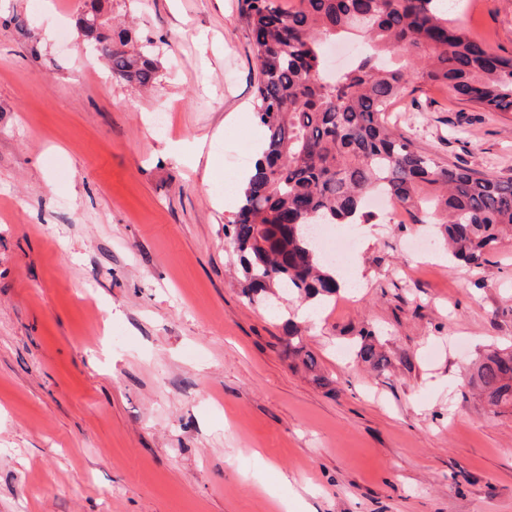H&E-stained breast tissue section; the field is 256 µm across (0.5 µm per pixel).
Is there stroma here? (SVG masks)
Masks as SVG:
<instances>
[{
  "mask_svg": "<svg viewBox=\"0 0 512 512\" xmlns=\"http://www.w3.org/2000/svg\"><path fill=\"white\" fill-rule=\"evenodd\" d=\"M448 3L512 51V0ZM83 4L0 0V512H512V411L459 387L512 345V238L472 268L442 225L348 226L355 288L302 320L317 384L283 352L309 303H250L224 238L222 187L263 139L245 0H112L159 52L148 93L80 42ZM385 119L512 177L510 112L425 87ZM257 452L293 483L264 489ZM357 347V353L362 361L369 363L376 370L385 368L387 359L376 349L371 331L360 335Z\"/></svg>",
  "mask_w": 512,
  "mask_h": 512,
  "instance_id": "1",
  "label": "stroma"
}]
</instances>
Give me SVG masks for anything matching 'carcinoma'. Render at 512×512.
<instances>
[{
  "mask_svg": "<svg viewBox=\"0 0 512 512\" xmlns=\"http://www.w3.org/2000/svg\"><path fill=\"white\" fill-rule=\"evenodd\" d=\"M255 64L256 122L262 154L238 187L224 225L244 272L245 296L260 303L280 288L319 307L340 291L336 265L311 243L305 225L366 224L367 198L380 194L432 223L443 214L448 253L472 267L512 235V178L463 164L446 165L391 132L383 112L413 83L439 85L485 112H512V54L497 53L448 19L441 0H300L285 11L278 0H246ZM76 27L98 52L112 79L151 89L160 78L154 41L79 14ZM359 35L371 51L332 73L324 46ZM360 359L376 370L387 359L371 332L360 335ZM288 357L316 371L301 330L288 322ZM488 409H512V350L492 349L464 375Z\"/></svg>",
  "mask_w": 512,
  "mask_h": 512,
  "instance_id": "obj_1",
  "label": "carcinoma"
}]
</instances>
